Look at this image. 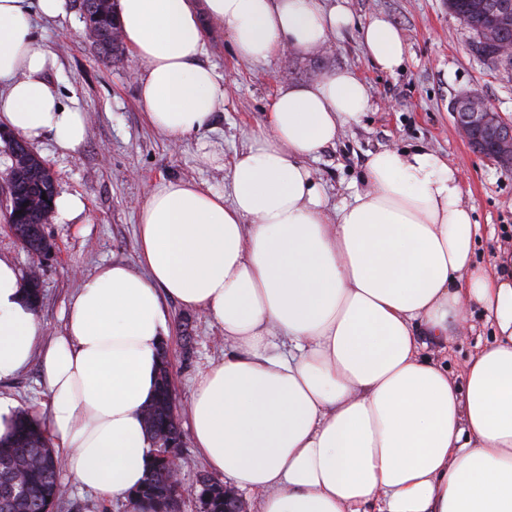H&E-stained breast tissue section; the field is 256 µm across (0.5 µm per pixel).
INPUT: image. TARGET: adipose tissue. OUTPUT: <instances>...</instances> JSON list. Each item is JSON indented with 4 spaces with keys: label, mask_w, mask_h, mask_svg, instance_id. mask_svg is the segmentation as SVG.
<instances>
[{
    "label": "adipose tissue",
    "mask_w": 512,
    "mask_h": 512,
    "mask_svg": "<svg viewBox=\"0 0 512 512\" xmlns=\"http://www.w3.org/2000/svg\"><path fill=\"white\" fill-rule=\"evenodd\" d=\"M67 2L0 0V129L53 136L72 155L86 116L45 79L51 53L32 24ZM117 13L146 117L176 140L208 130L229 93L200 62L205 24L262 64L352 23L334 0H118ZM360 37L379 70L402 66L389 18ZM370 103L366 83L337 68L281 88L232 161L201 141L224 188L157 180L138 209L137 265L84 277L48 342L18 268L0 259V380L39 361L45 431L79 488L119 497L146 474L144 408L171 299L224 333L228 352L195 382L191 432L260 512H512V251L474 263L481 226L461 170L423 146L370 153L362 189L329 208L310 162ZM473 304L494 340L456 375L433 352Z\"/></svg>",
    "instance_id": "adipose-tissue-1"
}]
</instances>
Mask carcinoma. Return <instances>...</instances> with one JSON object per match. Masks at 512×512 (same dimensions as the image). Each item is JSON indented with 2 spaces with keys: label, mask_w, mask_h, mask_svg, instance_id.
I'll return each mask as SVG.
<instances>
[{
  "label": "carcinoma",
  "mask_w": 512,
  "mask_h": 512,
  "mask_svg": "<svg viewBox=\"0 0 512 512\" xmlns=\"http://www.w3.org/2000/svg\"><path fill=\"white\" fill-rule=\"evenodd\" d=\"M85 0H79L86 29L93 31L92 38L102 58L107 60L124 52L123 42L112 38L118 29L112 6L98 0L97 9L84 11ZM482 0H448V11L463 21L470 32L487 23L486 14L475 9ZM49 176L42 161H36L14 171L11 184L22 197L19 205L25 206L27 224L41 222V212L34 201L48 190ZM172 382L168 364L158 366L156 393L145 409L147 432L157 443L172 439L177 433L173 418ZM57 458L42 431L41 424L25 411L15 416L12 435L0 441V512H52L64 490L58 481ZM206 512H224V485L206 481L196 489ZM131 502H145L152 512H174L175 487L168 463L153 457L142 485L128 493Z\"/></svg>",
  "instance_id": "carcinoma-1"
}]
</instances>
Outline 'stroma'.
I'll return each instance as SVG.
<instances>
[{"mask_svg": "<svg viewBox=\"0 0 512 512\" xmlns=\"http://www.w3.org/2000/svg\"><path fill=\"white\" fill-rule=\"evenodd\" d=\"M353 23L324 47L286 51L266 64L240 60L223 27L206 26L203 65L213 67L232 94L215 115L208 134L212 150L232 159L247 135L262 125L279 88L307 83L325 71L348 67L369 87L371 107L360 123L346 127L333 146L314 162L317 179L330 205H338L360 185L370 153L386 147L423 145L447 156L463 173V199L486 234L474 260L489 263L497 248H512V171L475 155L456 131L449 105L464 91L483 96L512 124V74L475 55L469 29L448 10V0H338ZM385 15L401 30L406 58L395 73L378 70L366 57L360 29L372 16ZM35 34L52 53L45 78L64 94H75L89 119L88 135L76 154L56 152L51 138L32 149L49 168L56 192L80 195L84 212L66 224L46 225L51 252L33 259L11 232L7 172L11 164L0 145V258L12 261L21 275L38 267L41 302L36 309L44 337L64 330L63 311L81 279L112 261L135 263L137 212L160 178H183L211 187L224 174L200 157L198 142L169 139L152 128L137 96L139 70L125 58L105 61L86 31L80 11L69 5L65 16L38 19ZM171 331L165 342L180 422L199 373L224 357V334L199 311L169 300ZM472 329L457 335L448 349V368L461 372L474 346L490 341L492 329L481 308H473ZM0 394L20 409L41 413L48 401L38 363L0 381ZM176 453L180 463V512H198L193 494L208 468L197 454L191 433ZM66 495L53 512H128L123 498L104 499L66 484Z\"/></svg>", "mask_w": 512, "mask_h": 512, "instance_id": "35a3bbf8", "label": "stroma"}]
</instances>
